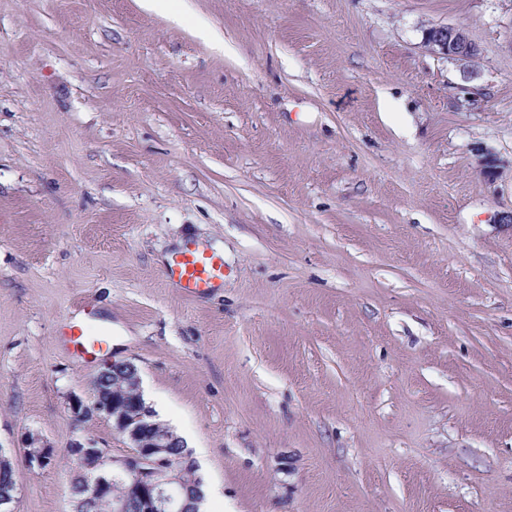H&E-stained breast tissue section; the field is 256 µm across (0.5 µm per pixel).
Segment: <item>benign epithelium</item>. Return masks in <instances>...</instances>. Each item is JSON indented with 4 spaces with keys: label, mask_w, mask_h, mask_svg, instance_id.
Instances as JSON below:
<instances>
[{
    "label": "benign epithelium",
    "mask_w": 512,
    "mask_h": 512,
    "mask_svg": "<svg viewBox=\"0 0 512 512\" xmlns=\"http://www.w3.org/2000/svg\"><path fill=\"white\" fill-rule=\"evenodd\" d=\"M459 32L457 25L432 28L426 34L425 44L440 55L468 63L474 58L476 43L459 37ZM112 378L126 383L136 395H142L141 377L133 362L112 360ZM68 409L77 423L93 417L115 423L116 429L126 436L130 452L122 458H114L108 455L106 449L87 438L76 439L70 447L60 451L37 435L27 441L25 461L28 468L46 469L61 454L78 463L91 459L94 461L95 476L86 486L87 499L112 505V512H124V500L110 495L112 476L124 474L131 480L126 492H133L141 498L145 512H184L182 509L174 510V486L181 482V469L178 464L171 462L169 456L173 437L161 432L149 441L143 439L145 429L160 426L149 405L138 403L127 409L105 402L98 393H91L71 396Z\"/></svg>",
    "instance_id": "obj_1"
}]
</instances>
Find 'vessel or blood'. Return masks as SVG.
Returning a JSON list of instances; mask_svg holds the SVG:
<instances>
[{"instance_id": "1", "label": "vessel or blood", "mask_w": 512, "mask_h": 512, "mask_svg": "<svg viewBox=\"0 0 512 512\" xmlns=\"http://www.w3.org/2000/svg\"><path fill=\"white\" fill-rule=\"evenodd\" d=\"M167 279L188 296L208 293L224 282V259L188 245L178 251L166 268ZM106 328H93L91 322L69 323L65 340L73 353L84 360L96 358L107 346Z\"/></svg>"}]
</instances>
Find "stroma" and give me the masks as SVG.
<instances>
[{
  "instance_id": "stroma-1",
  "label": "stroma",
  "mask_w": 512,
  "mask_h": 512,
  "mask_svg": "<svg viewBox=\"0 0 512 512\" xmlns=\"http://www.w3.org/2000/svg\"><path fill=\"white\" fill-rule=\"evenodd\" d=\"M448 24L471 62L426 47ZM189 242L223 286L167 280ZM111 357L219 512H512V0H0L18 512H73L28 435L128 454L68 414ZM88 320L83 323H69L65 331V340L72 347L73 353L85 360L95 359L100 351L107 346L105 338L108 330L105 327H98L96 333H92V324L96 321L94 312H86Z\"/></svg>"
}]
</instances>
